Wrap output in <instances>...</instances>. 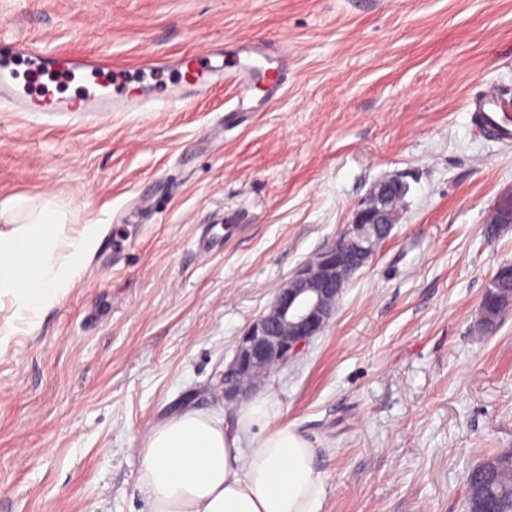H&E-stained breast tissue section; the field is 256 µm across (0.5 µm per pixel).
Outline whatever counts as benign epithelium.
<instances>
[{
  "label": "benign epithelium",
  "mask_w": 512,
  "mask_h": 512,
  "mask_svg": "<svg viewBox=\"0 0 512 512\" xmlns=\"http://www.w3.org/2000/svg\"><path fill=\"white\" fill-rule=\"evenodd\" d=\"M401 185L398 177L375 182L336 242L277 290L267 310L241 336L234 360L224 370V400L238 399L271 371L293 362L326 328L336 310V295L376 255L370 240L390 237L397 223L392 201ZM511 222L510 192L496 204L490 223Z\"/></svg>",
  "instance_id": "obj_1"
}]
</instances>
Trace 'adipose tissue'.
<instances>
[{"mask_svg": "<svg viewBox=\"0 0 512 512\" xmlns=\"http://www.w3.org/2000/svg\"><path fill=\"white\" fill-rule=\"evenodd\" d=\"M105 234L85 224L60 231L56 213L0 226V308L37 320L79 279ZM278 402L263 395L234 426L189 410L154 428L142 454L140 491L150 512H319L325 480L309 441L278 425Z\"/></svg>", "mask_w": 512, "mask_h": 512, "instance_id": "adipose-tissue-1", "label": "adipose tissue"}]
</instances>
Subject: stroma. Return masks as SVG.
Masks as SVG:
<instances>
[{"mask_svg":"<svg viewBox=\"0 0 512 512\" xmlns=\"http://www.w3.org/2000/svg\"><path fill=\"white\" fill-rule=\"evenodd\" d=\"M137 62L205 43L294 50L284 96L230 130L231 87L102 122L0 104V215L49 205L108 231L81 279L0 351V512H148L140 450L188 408L231 420L224 370L277 288L331 246L378 180L409 186L336 315L261 389L308 439L320 512H464V474L512 449V315L471 336L512 261L488 237L512 143V0H0V38ZM242 223L201 254L203 229ZM500 102L499 94L493 88H487L480 97L473 100L474 114L477 115L483 126L491 132L495 138L502 142H512V116L508 112H501L498 119L488 112L490 106ZM481 111V112H476Z\"/></svg>","mask_w":512,"mask_h":512,"instance_id":"1","label":"stroma"}]
</instances>
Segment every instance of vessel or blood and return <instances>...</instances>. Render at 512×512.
I'll use <instances>...</instances> for the list:
<instances>
[{"instance_id":"1","label":"vessel or blood","mask_w":512,"mask_h":512,"mask_svg":"<svg viewBox=\"0 0 512 512\" xmlns=\"http://www.w3.org/2000/svg\"><path fill=\"white\" fill-rule=\"evenodd\" d=\"M250 52L263 57L277 59L268 83V101H275L288 77V45L281 42L270 45L251 41ZM23 63L30 73L44 75L59 81L72 79L82 73L93 77L94 85L84 88L73 97L57 96L50 92H30L21 88L15 77L16 63ZM141 71L159 74L163 71L175 75L171 83L175 98L192 95L200 98L214 88L229 84L236 91L237 98H245L250 82L243 71L240 57L226 59L224 54L204 44L199 50L177 57L173 62H164L151 57L142 58L138 63ZM125 62L108 54L83 56L47 50L36 40H12L0 42V102L16 112H28L42 116L84 114L103 118L113 112H133L142 107L145 94L142 87L130 85L126 76ZM496 90L485 89L473 104L477 117L495 138L512 142V114L502 113L493 117L490 106L498 103Z\"/></svg>"}]
</instances>
